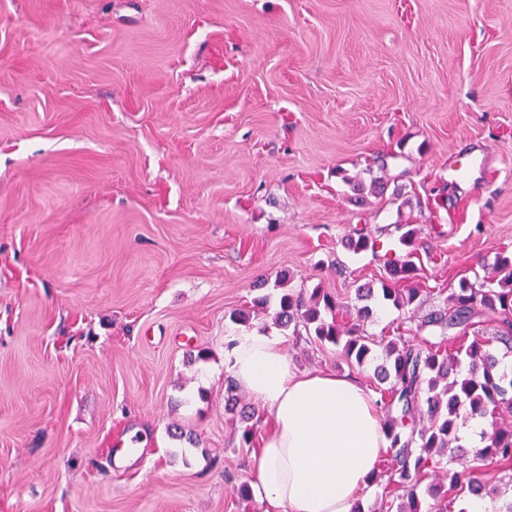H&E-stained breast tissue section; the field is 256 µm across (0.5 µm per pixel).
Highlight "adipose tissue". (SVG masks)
Returning a JSON list of instances; mask_svg holds the SVG:
<instances>
[{
  "mask_svg": "<svg viewBox=\"0 0 512 512\" xmlns=\"http://www.w3.org/2000/svg\"><path fill=\"white\" fill-rule=\"evenodd\" d=\"M227 359L265 412L251 487L266 512H352L389 445L374 398L335 373L295 371L274 336L239 337Z\"/></svg>",
  "mask_w": 512,
  "mask_h": 512,
  "instance_id": "1",
  "label": "adipose tissue"
}]
</instances>
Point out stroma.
<instances>
[{
  "label": "stroma",
  "mask_w": 512,
  "mask_h": 512,
  "mask_svg": "<svg viewBox=\"0 0 512 512\" xmlns=\"http://www.w3.org/2000/svg\"><path fill=\"white\" fill-rule=\"evenodd\" d=\"M403 224L420 296L370 336L512 256V0H0V512H264L225 346L375 391L251 307L379 287ZM236 391L235 383L231 379L228 380L224 407L228 413L234 416L238 415L240 422L245 424L242 430V440L245 444H250L255 433L254 425H248V423L253 419L255 410L246 404H242Z\"/></svg>",
  "instance_id": "1"
}]
</instances>
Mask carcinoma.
I'll return each mask as SVG.
<instances>
[{"mask_svg": "<svg viewBox=\"0 0 512 512\" xmlns=\"http://www.w3.org/2000/svg\"><path fill=\"white\" fill-rule=\"evenodd\" d=\"M401 243L406 255L392 270L393 282L381 288L356 289V300L366 302L357 308L356 321L338 319L346 308L339 298L320 288L301 289L279 298L275 312L277 326L293 327L314 334L320 342L339 348L345 359L360 367L374 360L373 347L382 346L383 363L375 368L381 399L386 411L384 429L390 440L385 458L377 467L388 473L387 491L380 501V512H466L461 507L472 497L489 493L487 481L466 477L458 466L469 461H490L512 479V426L494 421L484 434L482 446L467 448L459 429L470 419L488 415L505 418L512 414V371L500 366L489 352L490 340L469 337L477 318L486 312L498 315L493 339L512 350V256L497 264V277L464 284L443 301L444 307L421 320L427 336H414L397 343H380L364 333L361 321L369 317V301H389L397 308L418 300L416 288H397L416 275L412 261L419 229L401 224ZM355 254L372 248L371 238L359 229L348 238ZM468 359L466 373L457 371L460 355ZM225 410L244 424L242 440L254 437L250 421L255 410L241 403L237 387L227 381ZM434 504L429 505L426 498Z\"/></svg>", "mask_w": 512, "mask_h": 512, "instance_id": "carcinoma-1", "label": "carcinoma"}]
</instances>
